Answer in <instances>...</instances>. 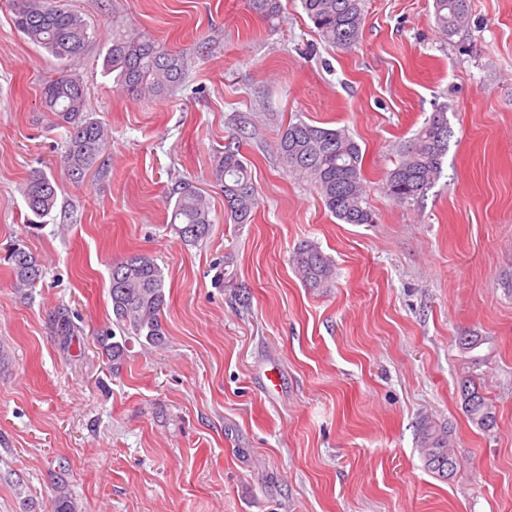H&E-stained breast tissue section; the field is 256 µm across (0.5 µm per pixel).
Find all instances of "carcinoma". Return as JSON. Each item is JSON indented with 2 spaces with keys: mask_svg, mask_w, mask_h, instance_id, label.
<instances>
[{
  "mask_svg": "<svg viewBox=\"0 0 512 512\" xmlns=\"http://www.w3.org/2000/svg\"><path fill=\"white\" fill-rule=\"evenodd\" d=\"M15 28L30 42L54 58L67 63L79 58L90 40L89 25L62 0H5ZM301 7L322 39L338 49L348 50L359 41L364 21L365 0H300ZM470 0H434V18L439 31L450 36L469 14ZM256 15L272 20L280 12V0H247ZM103 67L115 75L117 84L135 96H154L172 88L184 78L183 55L163 43L122 24L112 30V46ZM43 105L53 114L55 125L65 128L66 145L61 166L73 181L83 180L98 160L106 144L108 130L86 108L80 77L62 70L43 86ZM451 130L447 106L436 109L410 142L400 149V159L387 173L383 189L400 204L421 202L440 178L448 154ZM242 137L224 144L213 164L216 180L224 183V215L233 224H249L258 205L247 159L241 152ZM276 152L289 174L308 182L324 206L344 224H374L375 213L368 205L364 185L363 154L359 143L345 130L325 128L303 120L288 123L276 143ZM171 226L186 245L206 240L213 230L211 202L192 182L178 183ZM23 196L33 219L31 224L52 215L57 202L54 182L46 173H33L26 181ZM14 288L32 287L43 276L41 261L25 248L13 247L7 257ZM292 265L307 288L330 287L335 265L320 247L306 241L293 252ZM110 298L116 325L126 332L118 337L106 329L96 334L97 344L112 368L125 362L131 340L143 347L160 348L167 343L162 311L166 304L165 277L150 258L133 255L112 266ZM487 338L477 335L457 337L464 355V367L457 381V396L467 418L480 430L497 426L496 406L482 392L473 368L488 361L478 356ZM417 448L424 467L447 480L457 469L452 430L434 421H425L417 434ZM53 512H75V504L65 484L56 487Z\"/></svg>",
  "mask_w": 512,
  "mask_h": 512,
  "instance_id": "cac0c4a2",
  "label": "carcinoma"
}]
</instances>
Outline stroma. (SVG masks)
<instances>
[{
  "mask_svg": "<svg viewBox=\"0 0 512 512\" xmlns=\"http://www.w3.org/2000/svg\"><path fill=\"white\" fill-rule=\"evenodd\" d=\"M281 3L269 23L246 0H67L93 34L74 64L87 108L109 129L80 184L42 107L61 65L0 10V512H52L60 481L78 512H512V0H470L449 37L433 0H366L349 50ZM116 17L183 54L180 85L122 91L103 69ZM441 105L440 179L419 203L390 200L387 171ZM238 119L248 224L226 222L212 174ZM300 119L360 144L376 223H341L286 172L274 144ZM37 170L57 207L32 225ZM182 180L212 205L194 246L170 225ZM17 240L44 269L21 293ZM304 241L333 258L332 287L296 277ZM135 254L164 273L168 342L132 345L115 372L92 333L112 325L113 264ZM464 334L488 339L489 432L457 397ZM424 419L454 431L448 480L419 455Z\"/></svg>",
  "mask_w": 512,
  "mask_h": 512,
  "instance_id": "stroma-1",
  "label": "stroma"
}]
</instances>
